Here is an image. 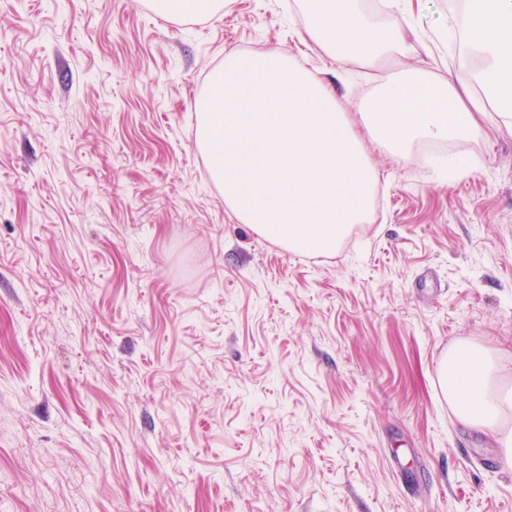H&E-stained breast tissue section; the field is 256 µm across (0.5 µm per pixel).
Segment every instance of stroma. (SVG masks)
Listing matches in <instances>:
<instances>
[{
	"label": "stroma",
	"mask_w": 512,
	"mask_h": 512,
	"mask_svg": "<svg viewBox=\"0 0 512 512\" xmlns=\"http://www.w3.org/2000/svg\"><path fill=\"white\" fill-rule=\"evenodd\" d=\"M454 11L415 17L441 77ZM306 23L298 0H0V512H512L438 376L463 339L512 366V123L371 147L335 253L271 242L188 121L225 54L283 46L350 112L406 66L332 62Z\"/></svg>",
	"instance_id": "1"
}]
</instances>
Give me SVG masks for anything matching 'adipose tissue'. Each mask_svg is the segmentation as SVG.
Returning a JSON list of instances; mask_svg holds the SVG:
<instances>
[{"mask_svg": "<svg viewBox=\"0 0 512 512\" xmlns=\"http://www.w3.org/2000/svg\"><path fill=\"white\" fill-rule=\"evenodd\" d=\"M383 2L380 24L360 0H299L307 17L300 39L369 69L411 55L420 39L407 22L412 0ZM454 25L455 66L469 69L468 88L426 71L388 75L355 112L341 107L320 71L280 49L226 55L198 107V145L238 219L289 250L331 252L372 204L378 173L365 140L401 155L417 142L481 137L490 109L511 120L512 0H466ZM511 377L512 368L468 341L439 365L456 419L491 432L512 460V393L499 389Z\"/></svg>", "mask_w": 512, "mask_h": 512, "instance_id": "obj_1", "label": "adipose tissue"}]
</instances>
